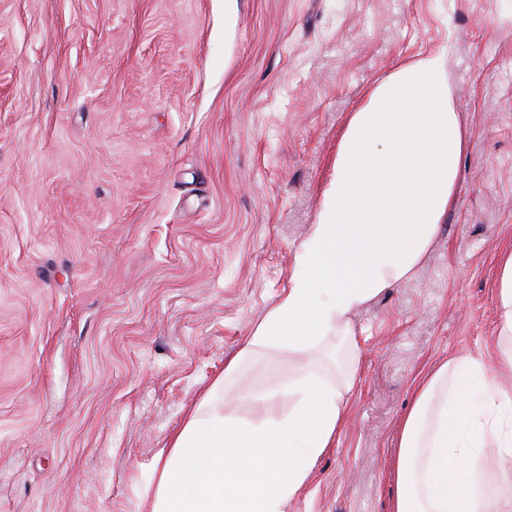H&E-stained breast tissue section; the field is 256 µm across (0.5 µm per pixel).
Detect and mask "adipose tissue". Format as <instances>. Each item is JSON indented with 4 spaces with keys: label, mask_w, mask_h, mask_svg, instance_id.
<instances>
[{
    "label": "adipose tissue",
    "mask_w": 512,
    "mask_h": 512,
    "mask_svg": "<svg viewBox=\"0 0 512 512\" xmlns=\"http://www.w3.org/2000/svg\"><path fill=\"white\" fill-rule=\"evenodd\" d=\"M468 131L429 54L377 85L351 113L290 284L240 349L282 347L302 361L257 404L286 414L246 421L216 401L226 364L153 465L147 512H285L333 447L358 382L350 315L412 278L452 206ZM496 357L455 356L418 384L400 430L393 512H495L512 492V250L500 258Z\"/></svg>",
    "instance_id": "1"
}]
</instances>
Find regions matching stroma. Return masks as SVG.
<instances>
[{"label":"stroma","mask_w":512,"mask_h":512,"mask_svg":"<svg viewBox=\"0 0 512 512\" xmlns=\"http://www.w3.org/2000/svg\"><path fill=\"white\" fill-rule=\"evenodd\" d=\"M436 52L470 131L418 274L352 318L349 420L286 512H391L425 373L489 349L512 250V0H0V512H142L278 300L350 112ZM286 350L225 407L260 420Z\"/></svg>","instance_id":"obj_1"}]
</instances>
